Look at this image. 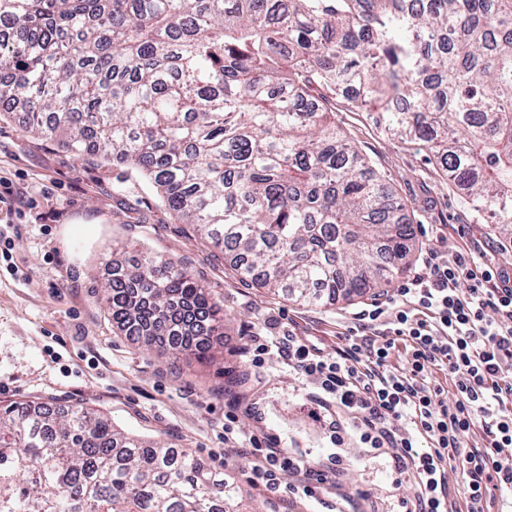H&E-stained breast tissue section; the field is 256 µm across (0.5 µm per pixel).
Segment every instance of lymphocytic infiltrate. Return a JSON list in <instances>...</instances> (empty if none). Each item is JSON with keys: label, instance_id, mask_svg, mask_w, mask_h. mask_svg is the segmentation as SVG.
<instances>
[{"label": "lymphocytic infiltrate", "instance_id": "obj_1", "mask_svg": "<svg viewBox=\"0 0 512 512\" xmlns=\"http://www.w3.org/2000/svg\"><path fill=\"white\" fill-rule=\"evenodd\" d=\"M428 275L413 273L396 293L365 305L327 352L304 336L288 334L289 362L313 379L318 398L329 397L352 416L362 444L386 455L396 480L416 495L405 512H485L491 490H512V268L483 247L452 254L429 248L421 256ZM405 350L406 366L391 363ZM442 373L448 384L430 382ZM481 430L488 440L469 448ZM428 447H420V439ZM251 484L282 495L281 476L298 475L301 493L322 492L328 478L267 437H250ZM458 460L468 504L448 497L447 467Z\"/></svg>", "mask_w": 512, "mask_h": 512}]
</instances>
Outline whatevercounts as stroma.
I'll return each mask as SVG.
<instances>
[{
  "instance_id": "1",
  "label": "stroma",
  "mask_w": 512,
  "mask_h": 512,
  "mask_svg": "<svg viewBox=\"0 0 512 512\" xmlns=\"http://www.w3.org/2000/svg\"><path fill=\"white\" fill-rule=\"evenodd\" d=\"M23 112L19 106L0 119V241L9 246L0 255V402L43 397L100 410L123 431L186 450L230 476L247 512H356L366 500L374 512H400L413 494L411 483L394 481L388 460L360 448L353 436L335 449L311 378L278 349L258 365L251 356L255 337L280 338L295 327L332 350L337 333L385 292L301 306L251 287L218 250L178 223L137 173L24 133ZM336 123L396 188L412 221L415 251L450 254L466 238L493 245L497 261L512 263V243L477 222L461 194L435 175L426 149L384 136L365 111L339 110ZM120 174L126 182L117 194L112 180ZM459 225L464 234L456 233ZM137 255L180 261L220 301L224 321L210 338L211 360L162 355L113 327L102 284L113 259ZM247 371L260 384L246 398L225 391L228 375ZM229 415L235 423L228 443ZM265 434L315 471L341 451L343 475L314 499H270L252 486L245 452L246 437Z\"/></svg>"
}]
</instances>
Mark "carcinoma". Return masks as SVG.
I'll return each mask as SVG.
<instances>
[{"mask_svg":"<svg viewBox=\"0 0 512 512\" xmlns=\"http://www.w3.org/2000/svg\"><path fill=\"white\" fill-rule=\"evenodd\" d=\"M0 110L145 178L241 278L307 306L388 284L412 230L336 125L372 109L512 239V0H0ZM112 322L207 358L169 317L218 324L186 268L146 257L103 285ZM241 489L94 410L0 405V512H240Z\"/></svg>","mask_w":512,"mask_h":512,"instance_id":"obj_1","label":"carcinoma"}]
</instances>
